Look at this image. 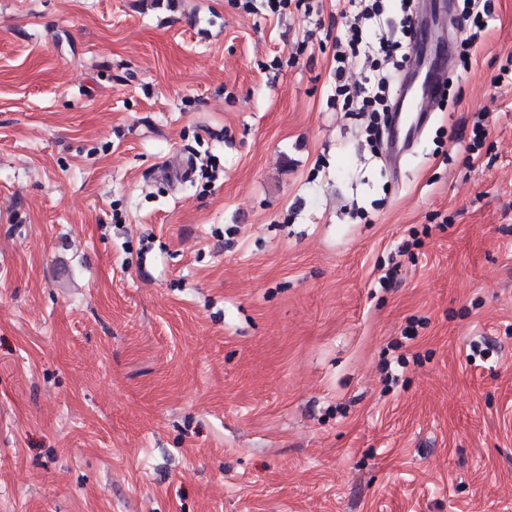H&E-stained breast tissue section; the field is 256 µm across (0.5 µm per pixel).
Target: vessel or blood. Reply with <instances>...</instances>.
<instances>
[{
	"instance_id": "obj_1",
	"label": "vessel or blood",
	"mask_w": 512,
	"mask_h": 512,
	"mask_svg": "<svg viewBox=\"0 0 512 512\" xmlns=\"http://www.w3.org/2000/svg\"><path fill=\"white\" fill-rule=\"evenodd\" d=\"M449 8V0H419L416 38L405 71L411 88L397 100L385 146L393 165H400L418 139L447 85L448 62L460 34Z\"/></svg>"
}]
</instances>
